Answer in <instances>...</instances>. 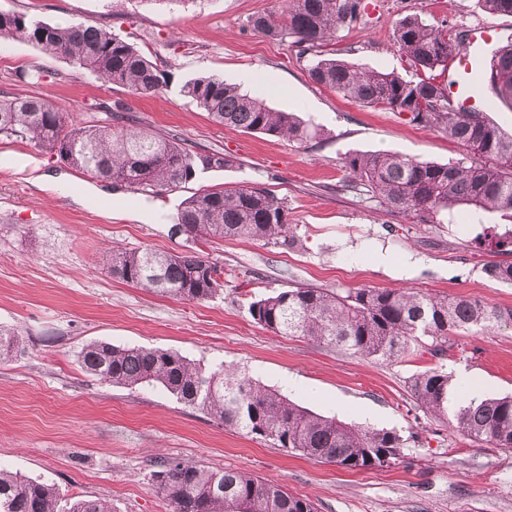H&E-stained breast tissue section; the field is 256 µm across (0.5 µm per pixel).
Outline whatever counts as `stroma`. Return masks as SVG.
<instances>
[{
  "instance_id": "1",
  "label": "stroma",
  "mask_w": 512,
  "mask_h": 512,
  "mask_svg": "<svg viewBox=\"0 0 512 512\" xmlns=\"http://www.w3.org/2000/svg\"><path fill=\"white\" fill-rule=\"evenodd\" d=\"M363 20L339 28L340 58L375 70H404L393 41L410 13L456 27L484 24L512 35V16L483 12L476 0H367ZM281 0H0V11L50 24L86 21L140 48L168 71L149 96L76 73L65 59L0 39V98L43 95L60 111L104 123L121 107L141 126L201 151L233 156L224 170L200 172L162 195L89 183L59 157L0 139V325L19 332L25 351L0 364V467L54 485L65 498L97 499L112 512H169L151 472L166 459L251 472L309 499L315 512H512V450L474 444L418 407L411 380L436 364L423 346L394 362L368 360L302 336H280L251 318L256 297L303 284L318 288H416L512 309V285L483 272L493 253L474 240L476 216L420 224L344 189L339 164L350 154L388 150L445 163L463 159L439 131L389 110L359 106L312 82L290 43L253 31L252 16L277 15ZM42 74L40 83L18 78ZM211 73L317 130L300 144L215 123L185 98V81ZM68 182L42 190L38 175ZM249 183L288 201L298 243L193 239L174 233L178 204L198 189ZM195 250L224 268V287L193 303L112 277L104 248ZM413 256V273L401 261ZM168 349L203 368L224 363L292 402L354 426L407 437L384 468L346 470L289 453L224 427L207 411L152 386H114L87 375L78 353L89 343ZM449 373L464 370L485 396L512 394V330L448 338Z\"/></svg>"
}]
</instances>
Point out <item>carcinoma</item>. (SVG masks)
<instances>
[{
  "label": "carcinoma",
  "instance_id": "cac0c4a2",
  "mask_svg": "<svg viewBox=\"0 0 512 512\" xmlns=\"http://www.w3.org/2000/svg\"><path fill=\"white\" fill-rule=\"evenodd\" d=\"M477 2L487 13L512 16V0ZM365 10L364 0H284L280 15L258 14L250 26L273 40L291 41L301 56L311 55L308 73L314 83L362 106L405 114L413 124L438 130L466 158L437 163L390 151L348 155L341 159L344 187L362 188L377 206L420 224H439L461 207L475 214L498 213L512 222V134L484 112L458 111L449 87L436 74L446 72L460 53L465 32L446 20L434 25L417 15L401 18L393 39L411 68L408 77L395 70H367L325 53L336 29L357 22ZM0 38L30 43L137 95L153 94L168 80V73L134 44L81 21L60 26L25 13L0 12ZM476 79L512 109V42L485 59ZM182 91L228 129L300 143L314 136L293 114L270 107L218 75L192 79ZM111 120L119 125L73 121L44 96L0 100V138L27 142L132 194L173 191L200 171L233 165L227 154L198 151L136 125L130 116L113 115ZM178 224L195 239H245L286 250L296 244L285 199L254 185L198 190L182 201ZM477 224L482 231L476 238L506 256L486 263L484 273L512 284V234L500 235L480 220ZM102 263L115 278L179 300L200 302L224 287V268L194 251L110 250ZM249 313L275 334L310 337L382 361L403 356L424 340L441 359L452 334L512 328V309L414 288L297 286L252 301ZM22 351L19 334L0 328V362ZM78 359L87 374L102 381L130 388L159 385L230 429L343 469L389 467L406 444L394 431L358 428L317 414L236 368L207 371L174 351L97 342L83 347ZM452 381L442 363L417 373L411 384L417 405L439 421L451 420L452 428L474 443L511 450L512 396L472 399L450 413ZM151 478L170 512H315L311 501L243 470L169 459L156 463ZM62 499L54 486L0 469V512H110L104 503L84 498L66 502L67 510L61 511Z\"/></svg>",
  "mask_w": 512,
  "mask_h": 512
}]
</instances>
